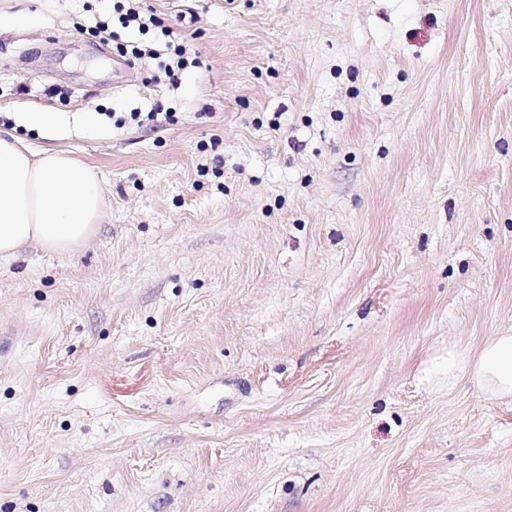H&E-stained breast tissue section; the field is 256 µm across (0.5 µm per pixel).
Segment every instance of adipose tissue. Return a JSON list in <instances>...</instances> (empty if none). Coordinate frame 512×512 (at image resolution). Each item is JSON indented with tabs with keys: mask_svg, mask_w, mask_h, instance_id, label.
Masks as SVG:
<instances>
[{
	"mask_svg": "<svg viewBox=\"0 0 512 512\" xmlns=\"http://www.w3.org/2000/svg\"><path fill=\"white\" fill-rule=\"evenodd\" d=\"M103 205L92 167L0 136V260L31 244L54 254L80 250L95 235ZM461 370L488 398L512 402V333L492 337L470 358L449 351V375Z\"/></svg>",
	"mask_w": 512,
	"mask_h": 512,
	"instance_id": "obj_1",
	"label": "adipose tissue"
}]
</instances>
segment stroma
Listing matches in <instances>:
<instances>
[{
  "mask_svg": "<svg viewBox=\"0 0 512 512\" xmlns=\"http://www.w3.org/2000/svg\"><path fill=\"white\" fill-rule=\"evenodd\" d=\"M117 4L0 0V128L106 202L0 261V512H512L448 380L512 331V0ZM141 6H130L125 10L123 5H118L117 11L121 12L119 16V22L125 27H129L131 25L137 26L140 31H146L147 27L149 28V24L156 25L153 14L147 15L145 12L140 10ZM17 114L19 125L28 129H36L47 138L54 137L64 119L61 112H19Z\"/></svg>",
  "mask_w": 512,
  "mask_h": 512,
  "instance_id": "stroma-1",
  "label": "stroma"
}]
</instances>
